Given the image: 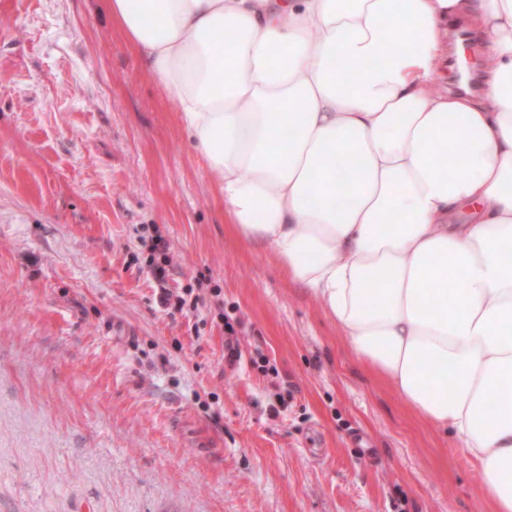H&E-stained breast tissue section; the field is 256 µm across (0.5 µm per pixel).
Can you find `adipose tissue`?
<instances>
[{
    "mask_svg": "<svg viewBox=\"0 0 512 512\" xmlns=\"http://www.w3.org/2000/svg\"><path fill=\"white\" fill-rule=\"evenodd\" d=\"M235 235L512 512V0H103ZM483 92L435 87L447 24Z\"/></svg>",
    "mask_w": 512,
    "mask_h": 512,
    "instance_id": "obj_1",
    "label": "adipose tissue"
}]
</instances>
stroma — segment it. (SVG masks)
Instances as JSON below:
<instances>
[{"label":"stroma","instance_id":"obj_1","mask_svg":"<svg viewBox=\"0 0 512 512\" xmlns=\"http://www.w3.org/2000/svg\"><path fill=\"white\" fill-rule=\"evenodd\" d=\"M156 230L198 312L134 264ZM482 482L236 237L99 0H0V512H488ZM153 275L158 284L159 303L162 307L167 309L173 307L181 312L185 307H188V310H197L200 301L198 296L188 301L183 296L174 295V293L166 287V269L164 267L157 265L153 270ZM221 318L224 321V334L225 336H228V342L226 344L227 354L225 355V359L229 365H236L240 362L241 354L230 340L237 336L236 327H242V321L237 317L233 318L227 312H222Z\"/></svg>","mask_w":512,"mask_h":512}]
</instances>
